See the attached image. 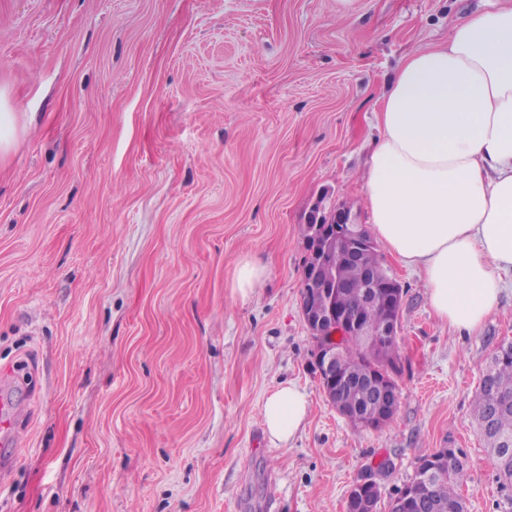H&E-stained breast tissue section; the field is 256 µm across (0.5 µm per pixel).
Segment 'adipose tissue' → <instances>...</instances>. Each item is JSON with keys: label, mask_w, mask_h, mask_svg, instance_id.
<instances>
[{"label": "adipose tissue", "mask_w": 512, "mask_h": 512, "mask_svg": "<svg viewBox=\"0 0 512 512\" xmlns=\"http://www.w3.org/2000/svg\"><path fill=\"white\" fill-rule=\"evenodd\" d=\"M375 119L363 185L372 231L420 271L439 320L473 331L512 272V0L406 56ZM307 411L303 390L280 385L263 406L269 437L288 443Z\"/></svg>", "instance_id": "1"}]
</instances>
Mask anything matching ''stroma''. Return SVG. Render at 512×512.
Segmentation results:
<instances>
[{
    "label": "stroma",
    "mask_w": 512,
    "mask_h": 512,
    "mask_svg": "<svg viewBox=\"0 0 512 512\" xmlns=\"http://www.w3.org/2000/svg\"><path fill=\"white\" fill-rule=\"evenodd\" d=\"M500 0H0V375L25 420L0 512H345L365 474L377 512L419 458L457 448L468 512H499L472 422L512 339V276L478 330L405 295L399 403L354 429L320 387L302 317L303 227L360 187L372 113L410 53ZM247 259L267 275L233 286ZM309 398L288 443L266 397ZM388 468H381V461Z\"/></svg>",
    "instance_id": "obj_1"
}]
</instances>
